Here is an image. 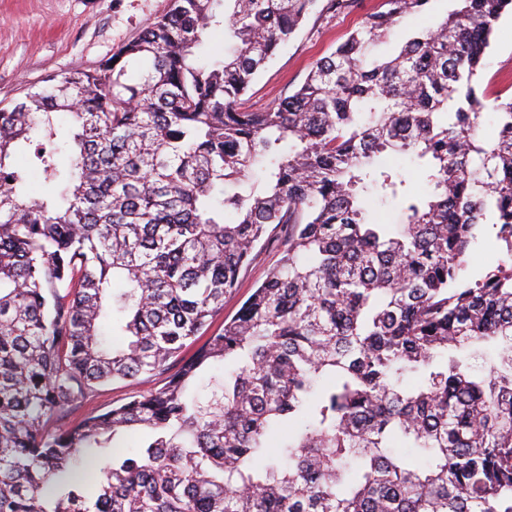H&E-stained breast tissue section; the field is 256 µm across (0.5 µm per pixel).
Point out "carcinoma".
Instances as JSON below:
<instances>
[{
    "mask_svg": "<svg viewBox=\"0 0 512 512\" xmlns=\"http://www.w3.org/2000/svg\"><path fill=\"white\" fill-rule=\"evenodd\" d=\"M429 2L383 0L263 112L242 97L316 0H174L0 111V512H512V95L487 139L476 90L512 0H455L378 56ZM482 224L508 259L469 281ZM274 235L276 267L182 360ZM453 5L454 2L449 0H431L424 12L406 18L394 28L388 42L380 46L379 53L392 54L405 41L412 29L435 26L447 16ZM176 366L168 373L145 376L139 382L116 381L110 385L98 387L74 413L64 417L60 424L68 426L90 412L104 411L112 406L128 402L135 396L159 389L165 384L166 376L175 371Z\"/></svg>",
    "mask_w": 512,
    "mask_h": 512,
    "instance_id": "carcinoma-1",
    "label": "carcinoma"
}]
</instances>
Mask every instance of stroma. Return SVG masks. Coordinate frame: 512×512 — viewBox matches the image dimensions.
Listing matches in <instances>:
<instances>
[{
	"mask_svg": "<svg viewBox=\"0 0 512 512\" xmlns=\"http://www.w3.org/2000/svg\"><path fill=\"white\" fill-rule=\"evenodd\" d=\"M173 0H0V108L24 96L32 86L51 84L74 70H91L125 42L137 37L151 22L167 14ZM382 0H360L357 10L326 13L315 9L295 36L259 73L243 106L261 112L280 95L295 89L310 65L332 53L347 32L366 14L380 10ZM451 0H430L426 10L397 25L381 54H392L412 29L430 28L452 9ZM487 97L512 87V11H505L495 26L478 80ZM280 238L263 242L255 262L242 273L236 289L224 299V311L210 326L218 332L232 318L254 286L277 264ZM165 375L137 382L116 381L97 388L72 414L70 425L84 415L104 411L133 397L161 388Z\"/></svg>",
	"mask_w": 512,
	"mask_h": 512,
	"instance_id": "obj_1",
	"label": "stroma"
}]
</instances>
